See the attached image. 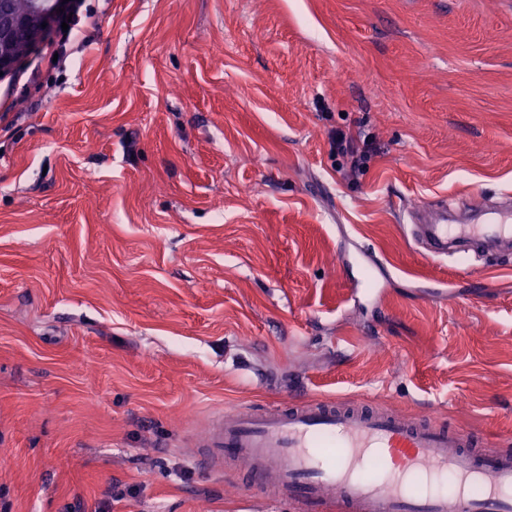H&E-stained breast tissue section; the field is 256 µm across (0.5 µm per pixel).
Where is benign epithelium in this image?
Returning a JSON list of instances; mask_svg holds the SVG:
<instances>
[{
    "label": "benign epithelium",
    "instance_id": "7a95c632",
    "mask_svg": "<svg viewBox=\"0 0 512 512\" xmlns=\"http://www.w3.org/2000/svg\"><path fill=\"white\" fill-rule=\"evenodd\" d=\"M66 7L63 0H29L27 8H18L12 0H0V72L12 74L23 58L44 37L47 28Z\"/></svg>",
    "mask_w": 512,
    "mask_h": 512
}]
</instances>
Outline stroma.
<instances>
[{"label": "stroma", "mask_w": 512, "mask_h": 512, "mask_svg": "<svg viewBox=\"0 0 512 512\" xmlns=\"http://www.w3.org/2000/svg\"><path fill=\"white\" fill-rule=\"evenodd\" d=\"M86 4L0 79V512H271L189 453L239 404L512 448V256L405 227L512 197V0ZM85 1H79L76 4V7L73 11V15L71 18V22H68V17L62 20L57 26L54 38L51 41V45L55 46L53 50V55L58 53V59H63L68 55V52H71L72 48L70 46L77 38V34L75 33L76 27L81 23L83 18V24H94V12L90 8H85V14L80 13L81 8L83 7ZM62 22H66L68 24V30L62 31ZM333 143L336 146V151L343 157H346L350 166L353 168L363 164L367 157L365 151H360L359 148L354 145V138L351 134L342 131L338 132L335 138H333Z\"/></svg>", "instance_id": "obj_1"}]
</instances>
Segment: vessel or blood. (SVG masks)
Segmentation results:
<instances>
[{"instance_id":"obj_1","label":"vessel or blood","mask_w":512,"mask_h":512,"mask_svg":"<svg viewBox=\"0 0 512 512\" xmlns=\"http://www.w3.org/2000/svg\"><path fill=\"white\" fill-rule=\"evenodd\" d=\"M512 238V208L486 224L421 225L426 255L462 240ZM199 464L243 466L276 512H512V453L474 447L462 427L411 421L387 405L315 399L215 414Z\"/></svg>"}]
</instances>
